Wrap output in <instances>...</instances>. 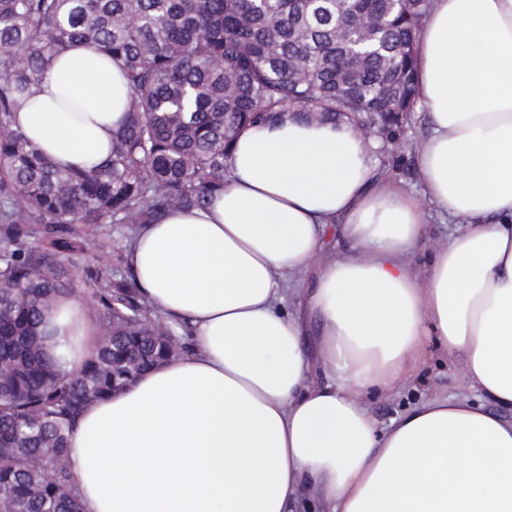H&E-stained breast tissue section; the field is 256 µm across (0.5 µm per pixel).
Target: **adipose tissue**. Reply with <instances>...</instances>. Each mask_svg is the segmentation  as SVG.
I'll use <instances>...</instances> for the list:
<instances>
[{
    "label": "adipose tissue",
    "instance_id": "obj_1",
    "mask_svg": "<svg viewBox=\"0 0 512 512\" xmlns=\"http://www.w3.org/2000/svg\"><path fill=\"white\" fill-rule=\"evenodd\" d=\"M416 56L423 198L352 124L288 112L239 134L208 206L138 228L127 275L187 349L81 414L83 512H512V0H432ZM127 100L120 63L77 43L13 126L88 169ZM433 210L462 229L419 269ZM42 333L68 373L100 340L61 297ZM433 347L481 404L436 397L379 429L366 397Z\"/></svg>",
    "mask_w": 512,
    "mask_h": 512
}]
</instances>
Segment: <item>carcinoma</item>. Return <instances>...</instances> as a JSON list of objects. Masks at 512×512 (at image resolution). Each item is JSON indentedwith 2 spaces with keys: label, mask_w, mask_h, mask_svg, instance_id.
Masks as SVG:
<instances>
[{
  "label": "carcinoma",
  "mask_w": 512,
  "mask_h": 512,
  "mask_svg": "<svg viewBox=\"0 0 512 512\" xmlns=\"http://www.w3.org/2000/svg\"><path fill=\"white\" fill-rule=\"evenodd\" d=\"M431 0H0V512H83L68 439L89 404L185 352L128 288L97 286L103 338L75 372L43 349L72 226L153 224L224 190L242 128L286 112L392 140L417 99L414 45ZM79 42L121 61L126 123L89 169L59 168L12 128L46 51Z\"/></svg>",
  "instance_id": "carcinoma-1"
}]
</instances>
